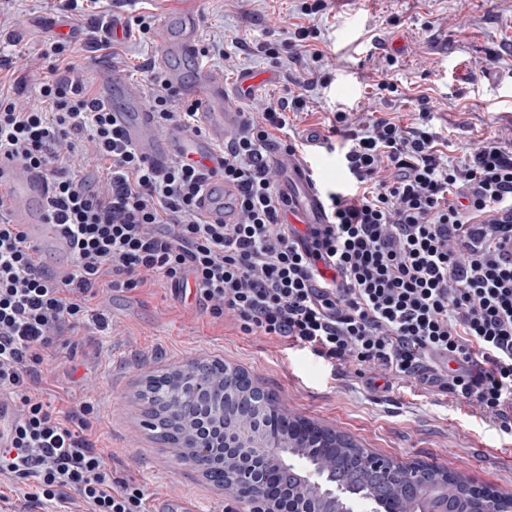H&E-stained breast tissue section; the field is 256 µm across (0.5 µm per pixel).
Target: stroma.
I'll use <instances>...</instances> for the list:
<instances>
[{
  "label": "stroma",
  "instance_id": "35a3bbf8",
  "mask_svg": "<svg viewBox=\"0 0 512 512\" xmlns=\"http://www.w3.org/2000/svg\"><path fill=\"white\" fill-rule=\"evenodd\" d=\"M113 2L86 0L79 31L68 40L72 59L91 76L108 68ZM198 8L201 47L223 41L235 65L225 68L221 55L207 50L185 77L193 78L201 64L228 85L247 70L272 72L275 83L254 91L267 98L287 95L296 79L306 80L307 107L290 117L288 133L301 141L319 135L322 192L351 182L339 165L344 137L328 131L332 112H374L411 127L425 108L451 159L491 140L512 149V0H328L314 16L301 14L298 0H199ZM12 13L14 42L0 43V57L14 60L11 70L0 71L6 82L20 71L25 45L53 37V30L35 22L55 16L56 2L13 0ZM300 26L317 31L314 45L327 58L320 71L308 72L293 53L271 59L260 50L261 44L291 39ZM120 47L131 81L142 85V64L162 55V46L134 27ZM386 82L394 91L383 90ZM108 313L121 333L61 348L45 399L65 411L84 401L87 385L95 384L92 438L111 452L113 471L142 485L147 500L190 497L198 512H246L142 431L130 402L148 372L201 357L242 369L287 414L335 429L370 454L436 465L512 493V440L467 405L418 388L371 387L285 342L212 325L198 305L168 288L113 293Z\"/></svg>",
  "mask_w": 512,
  "mask_h": 512
}]
</instances>
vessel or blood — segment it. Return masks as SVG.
I'll return each mask as SVG.
<instances>
[{"label":"vessel or blood","mask_w":512,"mask_h":512,"mask_svg":"<svg viewBox=\"0 0 512 512\" xmlns=\"http://www.w3.org/2000/svg\"><path fill=\"white\" fill-rule=\"evenodd\" d=\"M155 34L164 48L198 58L200 16L193 0H176L175 7L162 16ZM271 80L268 73L246 72L229 88L222 75L204 68L190 81L171 75L170 81L182 97L200 104L199 131L195 134L161 131L152 113L147 111L138 88L131 86L123 71L98 75L94 96L112 108L125 141L156 169H164L170 158L178 154L189 164L210 172L211 178L197 205L210 223L232 224L238 216L239 190L236 185L224 182L220 175L223 156L219 148L235 137L246 122L239 100L258 84ZM288 183L285 208L289 224L302 231L310 224L327 223L328 210L311 164L289 165ZM49 195V183L41 172L19 167L10 157L0 155V200L6 204L10 223L19 225L27 242L36 248L58 253L57 271L64 276L71 268L72 247L62 226L48 221ZM15 424V404L10 397L0 394L1 448L11 445Z\"/></svg>","instance_id":"1"}]
</instances>
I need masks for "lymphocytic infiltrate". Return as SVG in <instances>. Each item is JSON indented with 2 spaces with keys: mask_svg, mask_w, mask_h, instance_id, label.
<instances>
[{
  "mask_svg": "<svg viewBox=\"0 0 512 512\" xmlns=\"http://www.w3.org/2000/svg\"><path fill=\"white\" fill-rule=\"evenodd\" d=\"M66 50L53 38L25 53L31 73L57 60L34 85L37 106L0 88V154L44 174L49 219L73 244V268L58 276L0 205V392L18 409L12 445L0 448L7 512H146L141 485L116 477L89 438L92 404L54 410L43 385L59 344L112 332V292L176 290L189 275L213 323L451 397L512 437V151L491 141L448 163L428 122L335 113L352 184L329 194V221L305 248L269 164L273 153L305 155L280 137L303 93L267 103L225 143L239 218L211 224L196 204L206 174L179 157L161 171L146 163ZM145 101L161 130L196 131L198 105L151 66ZM447 359L462 365L448 377L433 368Z\"/></svg>",
  "mask_w": 512,
  "mask_h": 512,
  "instance_id": "lymphocytic-infiltrate-1",
  "label": "lymphocytic infiltrate"
}]
</instances>
